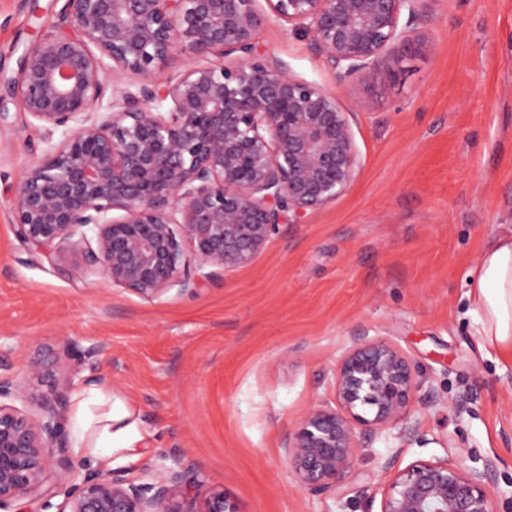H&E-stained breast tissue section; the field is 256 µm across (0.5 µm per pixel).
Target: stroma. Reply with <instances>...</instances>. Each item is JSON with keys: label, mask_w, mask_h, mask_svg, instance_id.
I'll return each instance as SVG.
<instances>
[{"label": "stroma", "mask_w": 512, "mask_h": 512, "mask_svg": "<svg viewBox=\"0 0 512 512\" xmlns=\"http://www.w3.org/2000/svg\"><path fill=\"white\" fill-rule=\"evenodd\" d=\"M60 0H0V77L50 29ZM421 46L385 94L347 92L311 40L272 22L265 55L335 94L360 168L301 224H282L246 266L195 294L141 298L14 233L7 200L47 144L10 103L0 126V353L30 362L97 347L72 390L124 404L143 436L112 466L150 482L181 457L192 493L239 512H380L394 472L419 460L493 464L498 512L512 497V358L479 334L469 297L482 251L512 230V0H432ZM398 347L423 375L411 413L429 443L392 455L362 438L336 490L302 488L285 446L315 403L335 407L354 336ZM466 401L467 410L453 405Z\"/></svg>", "instance_id": "1"}]
</instances>
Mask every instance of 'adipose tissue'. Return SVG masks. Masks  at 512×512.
Returning a JSON list of instances; mask_svg holds the SVG:
<instances>
[{
    "label": "adipose tissue",
    "mask_w": 512,
    "mask_h": 512,
    "mask_svg": "<svg viewBox=\"0 0 512 512\" xmlns=\"http://www.w3.org/2000/svg\"><path fill=\"white\" fill-rule=\"evenodd\" d=\"M471 286L482 336L488 342L512 348V234L501 235L483 251ZM99 400V394L93 391L75 393L74 435L95 464L107 468L112 464L113 449L135 447L141 436L122 409L93 416L89 406Z\"/></svg>",
    "instance_id": "ef3b65f1"
}]
</instances>
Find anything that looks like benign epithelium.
I'll return each instance as SVG.
<instances>
[{
  "mask_svg": "<svg viewBox=\"0 0 512 512\" xmlns=\"http://www.w3.org/2000/svg\"><path fill=\"white\" fill-rule=\"evenodd\" d=\"M64 0L59 33L24 48L11 97L51 144L8 200L15 233L51 256L69 250L72 271L91 272L143 298L193 292L221 271L249 264L276 226L301 220L343 193L359 163L335 94L255 54L274 21L307 33L346 90L363 75L396 77L413 24L432 0ZM189 61L177 81L162 64ZM140 76L136 90L108 72ZM107 115L90 111L105 97ZM52 375L32 362L0 380V512L53 507L41 491L50 462L73 469L66 392L36 399ZM419 372L395 346L359 336L336 369L338 407L314 405L288 441L302 487L322 493L351 471L359 434L423 443L411 402ZM37 400L29 414L14 402ZM179 463L136 484L116 470L86 474L61 512H239L225 494L184 492ZM491 464L421 460L397 472L380 512H495Z\"/></svg>",
  "mask_w": 512,
  "mask_h": 512,
  "instance_id": "1",
  "label": "benign epithelium"
}]
</instances>
